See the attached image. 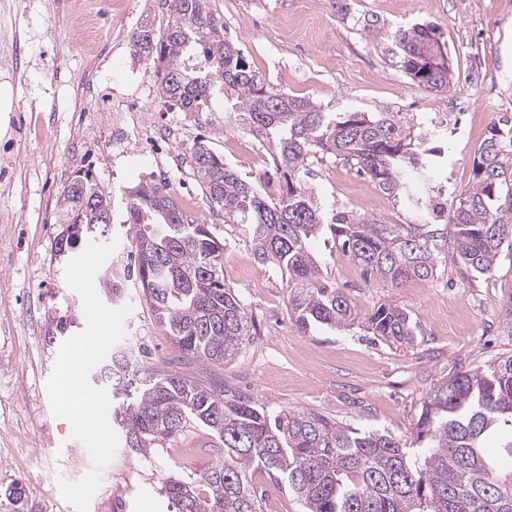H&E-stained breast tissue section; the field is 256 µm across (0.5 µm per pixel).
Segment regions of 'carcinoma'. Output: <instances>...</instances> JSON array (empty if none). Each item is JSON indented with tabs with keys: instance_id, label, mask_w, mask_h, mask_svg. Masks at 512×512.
Here are the masks:
<instances>
[{
	"instance_id": "carcinoma-1",
	"label": "carcinoma",
	"mask_w": 512,
	"mask_h": 512,
	"mask_svg": "<svg viewBox=\"0 0 512 512\" xmlns=\"http://www.w3.org/2000/svg\"><path fill=\"white\" fill-rule=\"evenodd\" d=\"M163 35L141 27L129 37L133 56L153 63L158 93L171 108L199 116L219 94L244 113L253 138L270 154L278 180L272 196L239 177L204 140L194 143L193 171L224 216L247 224L252 256L288 273L291 315L298 329L348 328L359 322L372 336L410 345L417 325L405 309L380 305L360 314L339 288L320 283L322 269L308 249L322 215L300 176L318 160L343 159L384 194L407 199L419 219L384 224L371 216L338 211L329 230L369 277L399 287L435 276L441 255L453 249L471 275L490 273L503 251H512V126L493 124L473 158V181L444 215L442 187L431 183L440 165L438 131L414 130L391 112L322 110L312 99L274 88L224 36L209 0H169ZM383 53L419 87H450L445 43L432 22L400 26ZM64 221L77 228L66 251L100 244L110 223L108 196L88 170L63 190ZM131 253L140 298L154 322L190 364L224 365L255 335V321L211 262L224 241L208 224L190 222L170 192L141 181L127 207ZM55 248V253L64 251ZM129 272L113 268L103 286L123 294ZM112 419L124 447L145 454L191 422L224 441L228 460L208 466L198 480L173 478L164 486L172 512H262L249 472L263 468L288 486L304 512H512V473L498 474L487 440L506 429L499 455L512 459V355L489 371L462 370L424 398L413 441L388 432H356L323 415L292 410L275 417L224 391L177 371L111 365ZM9 512H28L22 484L5 490Z\"/></svg>"
}]
</instances>
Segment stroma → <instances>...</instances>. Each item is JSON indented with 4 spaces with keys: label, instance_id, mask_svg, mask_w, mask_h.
<instances>
[{
    "label": "stroma",
    "instance_id": "stroma-1",
    "mask_svg": "<svg viewBox=\"0 0 512 512\" xmlns=\"http://www.w3.org/2000/svg\"><path fill=\"white\" fill-rule=\"evenodd\" d=\"M11 2V9H0V30L14 34L5 52L17 47L21 55L13 79L0 75V171L11 179L9 191H0V490L22 482L31 512H167L169 478L197 479L224 457L218 436L196 424L136 455L113 428L105 394L95 395L96 417L78 424L59 402L72 339L105 340L83 356L87 377L117 352L160 370L174 369L177 357L137 294L111 301L101 277L77 275L81 253L62 257L52 250L65 229L62 190L84 166L111 199L112 242L94 249L100 269L132 262L124 223L128 194L143 180L166 182L175 200L191 199L193 222L211 225L223 239L224 282L242 297L258 332L233 362H195L183 371L202 383L222 378L225 390L270 414L311 411L409 441L438 381L462 369H490L499 356L512 355L505 321L512 253L483 276L450 260L437 278L395 288L365 279L326 229L309 241L324 280L360 312L382 303L406 309L422 334L397 346L356 327L300 331L287 273L254 261L247 225L226 219L193 175L191 152L200 138L244 179L259 181L272 167L262 147L239 149L246 131L223 100L198 118L160 97L146 99L161 152L148 155L134 135L125 148L112 142L113 95L136 94L138 76L155 73L133 56L130 33L144 25L162 33L169 20L164 0H126L122 32L91 63L65 42L71 0ZM210 6L227 37L275 88L309 97L327 112H393L407 126L435 124L448 157L439 173L449 191L471 184L474 153L491 125L512 119V0H210ZM369 20L379 21L380 30L366 28ZM422 21L443 33L448 91L412 84L382 52L394 26ZM78 92L91 111H73ZM50 101L55 109H47ZM302 182L327 220L339 210L386 224L416 219L408 201L387 196L342 160L314 165ZM61 319L77 325L57 337ZM250 477L263 512H302L276 478L261 469Z\"/></svg>",
    "mask_w": 512,
    "mask_h": 512
}]
</instances>
